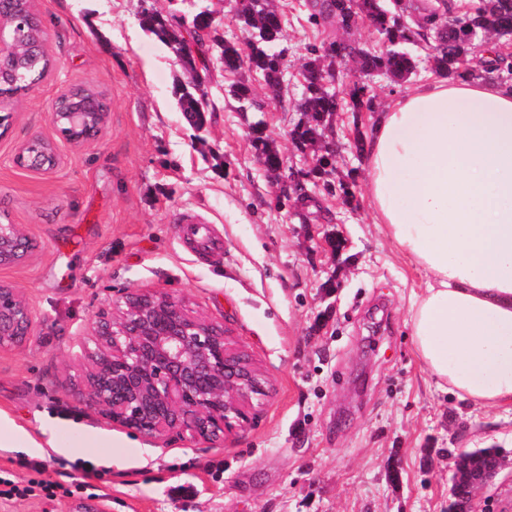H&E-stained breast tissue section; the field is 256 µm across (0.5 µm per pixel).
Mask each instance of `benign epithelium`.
Instances as JSON below:
<instances>
[{
    "instance_id": "benign-epithelium-1",
    "label": "benign epithelium",
    "mask_w": 512,
    "mask_h": 512,
    "mask_svg": "<svg viewBox=\"0 0 512 512\" xmlns=\"http://www.w3.org/2000/svg\"><path fill=\"white\" fill-rule=\"evenodd\" d=\"M19 41L0 44V71L23 56ZM106 114L71 112L68 123L94 128L79 137L95 139ZM34 249L19 224H0V265L16 264ZM118 315L101 314L94 326L101 345L81 392L85 404L112 422L150 439L187 431L213 445L246 419L245 403L262 391L261 378L224 345V326L187 313L182 302L158 292H127ZM28 304L0 283V349L21 346L31 334Z\"/></svg>"
}]
</instances>
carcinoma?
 <instances>
[{"label": "carcinoma", "mask_w": 512, "mask_h": 512, "mask_svg": "<svg viewBox=\"0 0 512 512\" xmlns=\"http://www.w3.org/2000/svg\"><path fill=\"white\" fill-rule=\"evenodd\" d=\"M195 17L187 22L173 13H164L153 7L142 11L139 24L142 30L164 44L175 56L186 73L193 70L192 61L183 56L184 44L190 43L198 52V69L210 79L209 62L216 60L230 73L242 75L232 85V96L244 110L254 107L262 110L245 72H256L264 80L271 98L279 97L282 89V68L288 48L284 46L281 6L277 0H251L243 11H236L231 19L246 33L245 45L214 35L212 10L206 0H199ZM394 4L386 0H314L310 23L318 26L329 23L348 33L363 19L369 18L381 36L379 49L343 39L322 41L306 48L302 64L304 91L296 111L302 118L290 131V138L302 152L311 150L314 165L303 173L308 179L322 178L323 168L330 164L324 151V130L335 113L348 108L358 112L371 105L374 95L371 79L385 75L404 80L417 68L416 57L406 50L412 45L428 51L427 58L435 72L452 80L504 79L503 73H512V62L499 51H494L492 62L477 70L467 65V57L486 50L488 39L512 37V0H477L458 3L456 0H434L421 10L407 6L401 18H395ZM0 19L10 25V35L24 38L31 48L29 55L11 65L0 77V94L4 88L42 77L50 66L45 49L44 31L40 20L32 12L30 0H0ZM351 59L358 66L360 76L348 88V101L340 102L338 95L323 91L325 79L338 80L339 74L330 71L332 63L342 64ZM176 107L191 126L202 128L204 118L216 111L213 101L200 92L195 77L175 87ZM62 112H105L107 105L102 94L88 87L85 93H64L58 98ZM253 142L261 153L264 166L276 182H281L282 159L264 135L263 123L252 126ZM500 451L496 448H477L462 453L460 463L477 464L478 468L496 463Z\"/></svg>", "instance_id": "cac0c4a2"}]
</instances>
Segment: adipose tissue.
Wrapping results in <instances>:
<instances>
[{
	"instance_id": "adipose-tissue-1",
	"label": "adipose tissue",
	"mask_w": 512,
	"mask_h": 512,
	"mask_svg": "<svg viewBox=\"0 0 512 512\" xmlns=\"http://www.w3.org/2000/svg\"><path fill=\"white\" fill-rule=\"evenodd\" d=\"M375 222L427 286L415 352L479 407H512V86L437 81L379 114L364 146Z\"/></svg>"
}]
</instances>
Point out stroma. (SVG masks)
<instances>
[{
    "label": "stroma",
    "mask_w": 512,
    "mask_h": 512,
    "mask_svg": "<svg viewBox=\"0 0 512 512\" xmlns=\"http://www.w3.org/2000/svg\"><path fill=\"white\" fill-rule=\"evenodd\" d=\"M144 2L188 14L184 0H32L52 67L11 96L0 132V222L36 244L24 263L0 265L34 326L25 345L0 350V424L16 440L0 447V477L57 490L1 497L0 512H448V451L479 447L505 463L474 512H512V411L439 388L418 358L409 307L425 277L375 224L353 147L378 112L436 80L425 55L408 81L375 77L374 110L333 117L336 174L354 177L353 200L316 187L307 207L279 209L251 127L264 120L284 168L306 169L289 136L299 73L307 46L339 31L310 23L311 0H288L282 98L267 100L254 73L264 110L238 111L235 75L215 70L218 110L197 131L172 96L183 70L139 25ZM79 83L102 90L109 111L95 140L74 144L49 114ZM36 136L54 143V169L17 165ZM185 211L223 248L182 239ZM138 289L224 326L262 375L264 394L223 447L186 433L148 439L75 397L96 317Z\"/></svg>",
    "instance_id": "1"
}]
</instances>
